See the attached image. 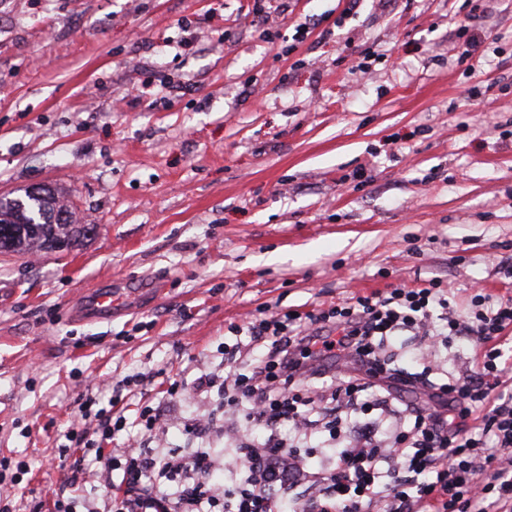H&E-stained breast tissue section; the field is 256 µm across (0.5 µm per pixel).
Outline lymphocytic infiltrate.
<instances>
[{"mask_svg": "<svg viewBox=\"0 0 512 512\" xmlns=\"http://www.w3.org/2000/svg\"><path fill=\"white\" fill-rule=\"evenodd\" d=\"M223 374H198L193 396L218 393L222 407L242 412L260 431L220 454L210 448L212 418H190L192 448L171 454L154 443L165 408L179 392L170 383L150 397L145 378L129 374L112 385L109 402L81 395L79 415L63 433L75 450L76 474L95 472L104 491L88 498L68 480L48 512H275L293 498V512H512V388L500 344L512 331V298L471 296L457 311L438 278L355 295L326 309L291 310L229 328ZM411 336L418 351L466 338L478 350L476 370L456 378L424 363L411 373L387 358L395 337ZM266 346L263 361L241 368L238 356ZM352 362L333 379L327 358ZM322 376L313 386L309 377ZM420 388L426 403L408 404L407 424L380 446L373 412L395 399L398 386ZM135 409L143 426L137 446L114 447ZM324 427L330 464L314 469L312 452L288 443ZM232 465L231 487L215 476Z\"/></svg>", "mask_w": 512, "mask_h": 512, "instance_id": "lymphocytic-infiltrate-1", "label": "lymphocytic infiltrate"}]
</instances>
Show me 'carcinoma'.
<instances>
[{"instance_id":"1","label":"carcinoma","mask_w":512,"mask_h":512,"mask_svg":"<svg viewBox=\"0 0 512 512\" xmlns=\"http://www.w3.org/2000/svg\"><path fill=\"white\" fill-rule=\"evenodd\" d=\"M67 218L59 220V215ZM72 212L48 189L0 198V251L57 250L73 243Z\"/></svg>"}]
</instances>
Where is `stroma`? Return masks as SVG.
I'll use <instances>...</instances> for the list:
<instances>
[{"instance_id": "1", "label": "stroma", "mask_w": 512, "mask_h": 512, "mask_svg": "<svg viewBox=\"0 0 512 512\" xmlns=\"http://www.w3.org/2000/svg\"><path fill=\"white\" fill-rule=\"evenodd\" d=\"M252 5L0 0V197L54 188L82 230L0 252V454L28 465L0 494L19 512L72 473L78 383L168 363L188 386L229 324L431 277L462 306L477 285L512 296V0ZM464 24L486 38L466 68ZM105 285L111 317L77 316ZM215 403L171 401L164 448Z\"/></svg>"}]
</instances>
